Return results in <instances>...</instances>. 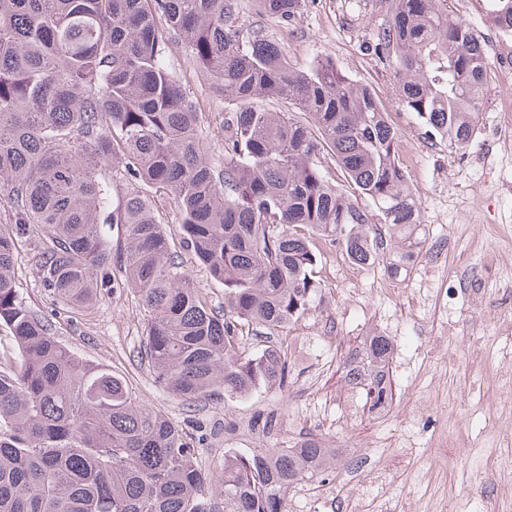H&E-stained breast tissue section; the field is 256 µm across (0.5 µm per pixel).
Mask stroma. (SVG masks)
Listing matches in <instances>:
<instances>
[{
    "label": "stroma",
    "mask_w": 512,
    "mask_h": 512,
    "mask_svg": "<svg viewBox=\"0 0 512 512\" xmlns=\"http://www.w3.org/2000/svg\"><path fill=\"white\" fill-rule=\"evenodd\" d=\"M243 27H261L295 67L323 58L370 85L401 139L398 158L412 189L425 245L406 276L358 265L319 242L315 278L322 301L280 342L290 354L283 386L249 396L172 397L140 361L147 315L130 288L101 291L92 309L64 307L45 288L34 239L16 242L20 296L51 316L60 341L81 358L123 376L146 410L186 434L209 486L224 477V451L290 448L306 437L330 440L336 456L324 473L293 485L287 512H337L365 501L366 512H482L462 503L466 486L496 489V512H512V413L499 399L512 385V335L484 314L488 299L512 292V148L502 132L512 113V34L498 29L488 0H448V17L476 31L488 59L476 131L466 150L452 148L409 112L392 68L371 47L388 13L385 0H307L288 23L237 0ZM168 63L199 101L200 127L215 156L224 153L223 100L189 60L169 45ZM366 336L393 344V400L373 413L364 390L345 380L344 362Z\"/></svg>",
    "instance_id": "obj_1"
}]
</instances>
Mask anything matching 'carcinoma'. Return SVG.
Wrapping results in <instances>:
<instances>
[{"label":"carcinoma","instance_id":"obj_1","mask_svg":"<svg viewBox=\"0 0 512 512\" xmlns=\"http://www.w3.org/2000/svg\"><path fill=\"white\" fill-rule=\"evenodd\" d=\"M289 21L305 0H255ZM512 33V0H490ZM178 40L230 103L224 155L209 159L198 101L169 69ZM373 54L393 68L407 109L458 150L469 146L487 76L481 40L448 19V0H390ZM283 101L278 112L255 105ZM400 132L372 89L329 58L298 69L258 29L243 32L235 0H0V326L18 346L0 361V512H287L288 488L325 472L319 438L295 448L224 451V479L206 498L195 449L164 415L142 409L126 380L81 359L18 295L15 242L34 229L42 282L71 309L99 289L131 285L148 312L142 358L186 400L246 396L288 378V353L241 345L318 300L314 239L399 279L424 240L398 161ZM333 153L380 223L321 173ZM147 187L181 215L182 242L224 286V313L175 262ZM123 227L111 248L106 226ZM392 344L365 337L345 378L371 408L392 400Z\"/></svg>","mask_w":512,"mask_h":512}]
</instances>
